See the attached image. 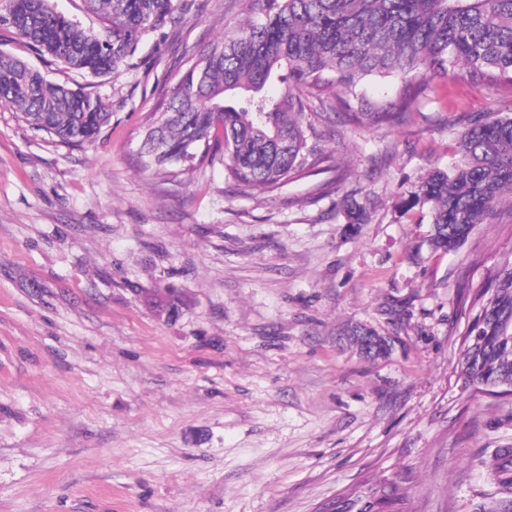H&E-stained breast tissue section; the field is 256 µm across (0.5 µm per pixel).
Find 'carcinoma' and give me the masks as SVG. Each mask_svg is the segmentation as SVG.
Segmentation results:
<instances>
[{"label":"carcinoma","mask_w":512,"mask_h":512,"mask_svg":"<svg viewBox=\"0 0 512 512\" xmlns=\"http://www.w3.org/2000/svg\"><path fill=\"white\" fill-rule=\"evenodd\" d=\"M101 20L85 29L57 14L51 0H0L6 27L65 69L95 78L116 73L134 56L144 33L176 23L193 0H83ZM252 17L236 34L208 43L191 58L182 85L164 111L140 132V169L175 179L205 160L224 164L242 189L272 192L320 161L309 144L306 98L317 91L323 114L348 109L362 126L408 121L432 74L457 67L471 80L512 79V0H250ZM369 77H397L395 95L372 112L354 111ZM272 83L285 85L273 99ZM0 105L31 128L75 146L93 144L112 119L91 92L54 83L23 60L0 50ZM460 162L420 181L415 199L430 204L429 244L459 248L496 207L512 204V116L477 118L460 135ZM348 229L365 220L346 205ZM477 315L463 339L458 378L478 392L512 388V259L500 262L475 290ZM349 343L371 359L394 350L390 337L361 324L344 329ZM498 494L512 503V450L490 462ZM398 499L372 489L360 512H393Z\"/></svg>","instance_id":"obj_1"}]
</instances>
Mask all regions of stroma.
I'll return each mask as SVG.
<instances>
[{
    "mask_svg": "<svg viewBox=\"0 0 512 512\" xmlns=\"http://www.w3.org/2000/svg\"><path fill=\"white\" fill-rule=\"evenodd\" d=\"M248 12L196 0L108 79L0 29V49L112 112L69 146L0 108V512H318L373 485L404 512H500L486 462L512 448V395L457 365L463 292L512 253V205L442 252L428 205L399 203L459 161L474 118L512 114V85L455 71L408 124L318 122L337 166L271 194L218 161L141 172L139 132L189 56ZM349 200L368 213L352 235ZM349 323L396 336L392 355H360Z\"/></svg>",
    "mask_w": 512,
    "mask_h": 512,
    "instance_id": "35a3bbf8",
    "label": "stroma"
}]
</instances>
